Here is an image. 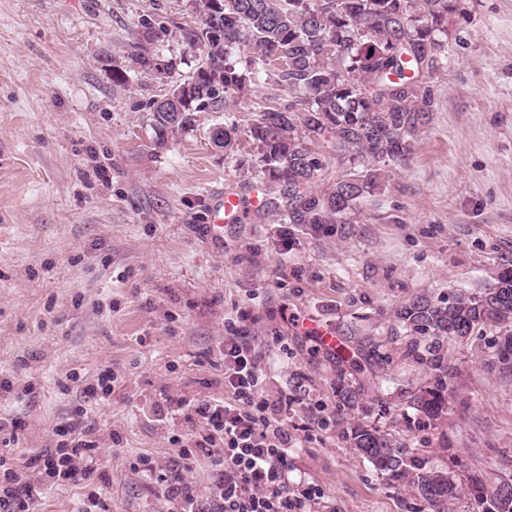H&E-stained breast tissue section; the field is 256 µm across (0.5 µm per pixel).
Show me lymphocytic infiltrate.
<instances>
[{"mask_svg":"<svg viewBox=\"0 0 512 512\" xmlns=\"http://www.w3.org/2000/svg\"><path fill=\"white\" fill-rule=\"evenodd\" d=\"M224 354V399H203L193 408L194 429L185 433V467L205 455L215 476L216 512H306L311 492L289 496L281 467L293 441L276 401L264 394L267 374L250 346L228 336ZM61 441L43 456V482L25 481L11 457L0 455V512H29L42 486L77 485L90 478L87 465L97 451L83 416L58 427Z\"/></svg>","mask_w":512,"mask_h":512,"instance_id":"f902f5d3","label":"lymphocytic infiltrate"}]
</instances>
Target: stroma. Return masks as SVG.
I'll list each match as a JSON object with an SVG mask.
<instances>
[{
  "instance_id": "stroma-1",
  "label": "stroma",
  "mask_w": 512,
  "mask_h": 512,
  "mask_svg": "<svg viewBox=\"0 0 512 512\" xmlns=\"http://www.w3.org/2000/svg\"><path fill=\"white\" fill-rule=\"evenodd\" d=\"M146 17L164 28L156 50L187 74L192 0H0V378L14 385L0 417L15 423L0 452L27 470L78 409L99 441L89 481L45 488L35 512H75L98 489L106 512H163L180 474L171 438L196 402L223 398L233 330L285 405L288 490L314 489L311 512H428L345 442L358 421L456 481L471 469L512 477V373L484 367L493 334L446 345L453 391L433 420L412 405L429 370L391 340L394 310L414 295L474 294L512 263V0H465L453 15L448 59L426 75L431 119L353 223H284L280 194L219 239L204 231L213 188L261 182L248 130L292 94L258 79L229 113H197L154 147L149 104L166 84L134 72L112 83ZM226 119L239 126L231 157L208 139ZM322 329L337 345L384 343L355 407L336 397ZM106 370L111 395H90ZM145 455L165 482L134 470Z\"/></svg>"
}]
</instances>
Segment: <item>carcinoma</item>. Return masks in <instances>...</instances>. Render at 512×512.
I'll return each mask as SVG.
<instances>
[{"instance_id":"1","label":"carcinoma","mask_w":512,"mask_h":512,"mask_svg":"<svg viewBox=\"0 0 512 512\" xmlns=\"http://www.w3.org/2000/svg\"><path fill=\"white\" fill-rule=\"evenodd\" d=\"M194 24L182 39L199 50L192 71L172 82L170 92L151 103L152 142L193 126L196 112H223L232 95H244L265 76L286 84L294 100L264 108L250 127L259 149L255 159L267 195L288 192L287 224L344 223L383 180L385 167L409 160L411 141L429 119L432 90L425 72L447 52L448 16L461 0H193ZM128 53L138 72L170 79L177 60L151 49L159 39L152 20ZM331 143L336 160L348 167L322 196L302 192L317 182L326 160L310 145ZM238 126L224 123L225 156L237 152ZM407 337L401 358L435 372V383L414 394V407L435 419L452 391V370L443 348L460 336L484 329L499 337L487 359L489 370L512 372V268L475 295L446 302L418 294L394 312ZM382 344L363 337L352 345L354 370L373 378V361L389 358ZM340 403L353 407L358 391L339 379ZM344 438L389 481L405 483L432 512H445L459 487L448 472L428 466L379 428L357 423ZM468 490L482 512H512V479L489 483L478 472Z\"/></svg>"}]
</instances>
